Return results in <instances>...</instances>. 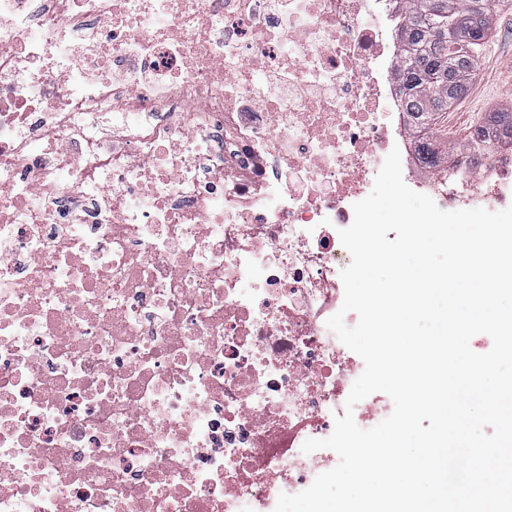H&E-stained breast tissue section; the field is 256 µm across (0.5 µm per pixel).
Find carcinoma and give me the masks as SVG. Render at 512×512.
<instances>
[{
    "label": "carcinoma",
    "instance_id": "carcinoma-1",
    "mask_svg": "<svg viewBox=\"0 0 512 512\" xmlns=\"http://www.w3.org/2000/svg\"><path fill=\"white\" fill-rule=\"evenodd\" d=\"M396 37L402 54L396 68L401 112L415 131L414 153L440 164L431 130L434 117L464 92L490 31L491 0H394ZM485 137L512 150V111L490 112Z\"/></svg>",
    "mask_w": 512,
    "mask_h": 512
}]
</instances>
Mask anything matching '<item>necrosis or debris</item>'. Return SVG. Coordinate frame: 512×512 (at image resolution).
<instances>
[{
	"label": "necrosis or debris",
	"mask_w": 512,
	"mask_h": 512,
	"mask_svg": "<svg viewBox=\"0 0 512 512\" xmlns=\"http://www.w3.org/2000/svg\"><path fill=\"white\" fill-rule=\"evenodd\" d=\"M387 0H0V512H269L364 363L338 231L408 136ZM410 158L445 211L512 156Z\"/></svg>",
	"instance_id": "4bbe7bcc"
}]
</instances>
